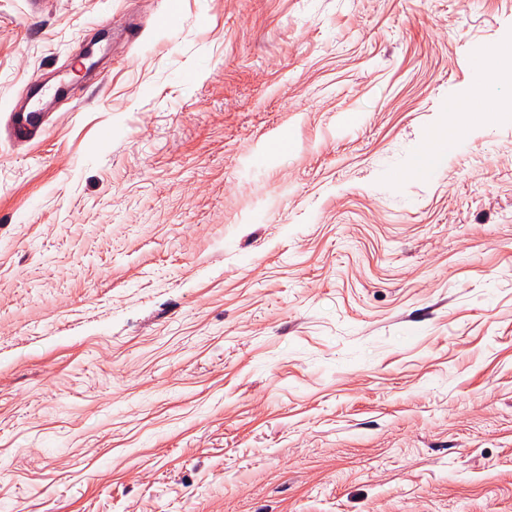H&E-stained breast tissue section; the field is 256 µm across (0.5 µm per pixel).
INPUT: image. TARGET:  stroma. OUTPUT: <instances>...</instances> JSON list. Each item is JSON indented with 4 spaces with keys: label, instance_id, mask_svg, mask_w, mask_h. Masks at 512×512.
I'll use <instances>...</instances> for the list:
<instances>
[{
    "label": "stroma",
    "instance_id": "35a3bbf8",
    "mask_svg": "<svg viewBox=\"0 0 512 512\" xmlns=\"http://www.w3.org/2000/svg\"><path fill=\"white\" fill-rule=\"evenodd\" d=\"M166 2L0 0V512H512V0ZM465 95H456L448 102V132L445 137H436V134L428 136V151L418 157L413 163L414 172H425L429 168L435 167L441 161L445 152L455 143L460 135V127L455 123L456 113L460 112V104L467 101ZM39 98L31 97L27 109L19 112H10L9 125L14 139L17 142L33 146L48 131L45 124L47 116L41 112Z\"/></svg>",
    "mask_w": 512,
    "mask_h": 512
}]
</instances>
